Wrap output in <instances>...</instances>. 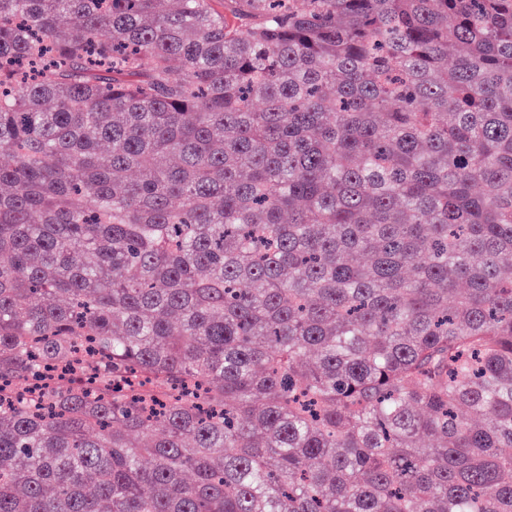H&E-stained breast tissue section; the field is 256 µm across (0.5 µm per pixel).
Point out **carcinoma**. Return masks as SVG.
Masks as SVG:
<instances>
[{
    "label": "carcinoma",
    "instance_id": "obj_1",
    "mask_svg": "<svg viewBox=\"0 0 512 512\" xmlns=\"http://www.w3.org/2000/svg\"><path fill=\"white\" fill-rule=\"evenodd\" d=\"M0 512H512V0H0Z\"/></svg>",
    "mask_w": 512,
    "mask_h": 512
}]
</instances>
